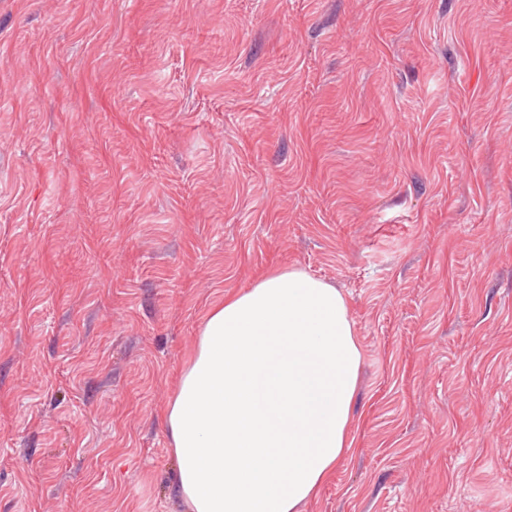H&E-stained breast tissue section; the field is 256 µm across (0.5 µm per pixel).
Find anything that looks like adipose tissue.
I'll return each instance as SVG.
<instances>
[{
    "label": "adipose tissue",
    "instance_id": "obj_1",
    "mask_svg": "<svg viewBox=\"0 0 512 512\" xmlns=\"http://www.w3.org/2000/svg\"><path fill=\"white\" fill-rule=\"evenodd\" d=\"M361 360L344 296L303 269L211 309L162 411L189 512H300L353 446Z\"/></svg>",
    "mask_w": 512,
    "mask_h": 512
}]
</instances>
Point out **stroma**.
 Here are the masks:
<instances>
[{"mask_svg": "<svg viewBox=\"0 0 512 512\" xmlns=\"http://www.w3.org/2000/svg\"><path fill=\"white\" fill-rule=\"evenodd\" d=\"M293 266L362 351L301 512H512V0H0V512H187L158 411Z\"/></svg>", "mask_w": 512, "mask_h": 512, "instance_id": "stroma-1", "label": "stroma"}]
</instances>
